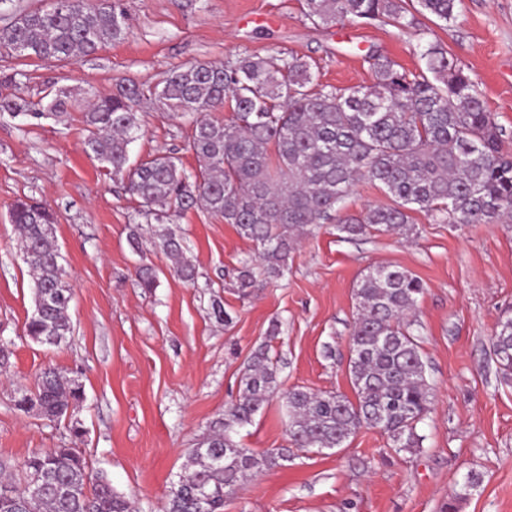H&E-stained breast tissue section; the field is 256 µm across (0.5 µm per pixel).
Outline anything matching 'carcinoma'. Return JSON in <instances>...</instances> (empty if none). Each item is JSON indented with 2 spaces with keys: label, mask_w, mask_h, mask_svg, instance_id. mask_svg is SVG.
I'll return each mask as SVG.
<instances>
[{
  "label": "carcinoma",
  "mask_w": 512,
  "mask_h": 512,
  "mask_svg": "<svg viewBox=\"0 0 512 512\" xmlns=\"http://www.w3.org/2000/svg\"><path fill=\"white\" fill-rule=\"evenodd\" d=\"M460 4L416 0V11L446 24L456 19ZM304 14L317 26L345 19L379 20L398 29L412 24L406 0H304ZM127 29L123 0H51L0 26V74L16 79L10 59L77 61L122 39ZM420 58L425 67L407 71L370 54L375 83L345 89L319 86L313 66L286 53L222 66L198 62L168 71L155 88L122 79L111 95L88 102L84 149L105 174L125 182L145 214L169 219L201 202L235 225L258 248V265L239 271L241 288L283 277L299 235L330 220L345 240H359L373 228L409 236L412 211L436 224L511 222L512 155L503 152L502 129L474 81L445 51L426 40ZM48 96L38 107L23 97L0 101V112L34 119L64 114L70 90ZM148 96L174 115L194 116L189 149L203 163L200 172L187 173L169 155L130 162L128 146L140 130L139 108ZM227 103L230 119L212 117ZM362 181L377 184L393 204L341 215L346 197ZM11 221L19 248L28 251L25 263L34 283L26 335L59 347L72 325L55 218L42 204L21 201L12 207ZM160 248L175 259L181 280H195L181 239L166 233ZM423 290L415 275L395 266L372 268L357 282L350 329L353 400L302 388L279 392L272 359L266 349L255 350L242 393L192 448L166 512H197L203 493L208 512H223L224 499L248 479L288 460L286 448L257 457L234 440L278 392L296 448H339L363 428L386 434L397 453L420 447L418 425L432 392L408 316ZM493 352L501 369L511 372L512 317L499 322ZM83 396L81 384L48 366L17 407L23 411L35 401L42 416L59 420ZM0 512H130V502L107 479L92 476L76 449L55 448L25 460L24 484L0 479Z\"/></svg>",
  "instance_id": "1"
}]
</instances>
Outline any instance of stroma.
<instances>
[{
	"label": "stroma",
	"mask_w": 512,
	"mask_h": 512,
	"mask_svg": "<svg viewBox=\"0 0 512 512\" xmlns=\"http://www.w3.org/2000/svg\"><path fill=\"white\" fill-rule=\"evenodd\" d=\"M130 31L77 62L20 59L17 82L0 79V100L36 103L66 87L80 103L130 78L155 85L165 71L239 55H297L320 83L369 86L375 51L413 70L419 37L437 43L475 81L512 153V0H463L458 19L415 14L400 30L373 21L316 27L302 0H123ZM131 162L158 153L190 172L191 118L159 105L141 108ZM79 110L34 120L0 115V344L11 355L0 373V460L17 466L37 450L74 448L90 470L131 497L135 512H164L188 453L242 388L252 352L267 345L281 389L352 395L349 329L354 289L376 266H398L424 285L416 310L432 388L418 427L421 447L394 452L389 438L361 429L340 448L295 451L291 461L249 480L224 512H512V374L493 354L492 337L512 315V224H433L413 213L405 238L375 232L359 241L327 223L304 238L276 283L241 289L236 275L257 251L233 225L195 207L161 223L107 179L83 151ZM31 197L56 218L62 266L72 290L73 334L58 348L31 340L33 282L17 246L12 205ZM184 242L194 283L172 273L162 234ZM137 245H130V235ZM156 271L142 287L136 269ZM221 303L229 322L217 320ZM78 379L84 401L49 421L15 406L42 367ZM241 446L256 455L288 444L287 418L271 398ZM479 484L466 489L469 476Z\"/></svg>",
	"instance_id": "35a3bbf8"
}]
</instances>
